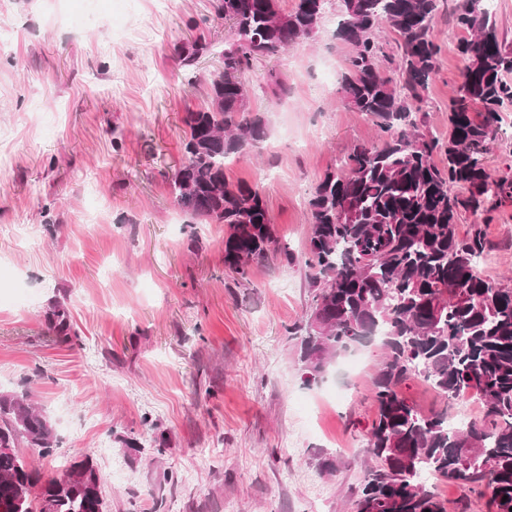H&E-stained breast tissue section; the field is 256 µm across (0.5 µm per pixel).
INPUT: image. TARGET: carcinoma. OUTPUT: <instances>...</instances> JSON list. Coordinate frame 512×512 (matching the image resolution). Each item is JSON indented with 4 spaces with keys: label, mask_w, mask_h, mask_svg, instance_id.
<instances>
[{
    "label": "carcinoma",
    "mask_w": 512,
    "mask_h": 512,
    "mask_svg": "<svg viewBox=\"0 0 512 512\" xmlns=\"http://www.w3.org/2000/svg\"><path fill=\"white\" fill-rule=\"evenodd\" d=\"M336 34L354 51L339 93L383 134L379 145L354 147L344 169L320 179L308 201L312 222L304 264L312 271V303L320 331L301 328L299 369L310 385L336 358L377 339L384 348L371 380L375 416L366 432L376 460L355 512H448L422 474L456 481L478 493L486 512H512V284L478 270L486 255L482 229L464 237V212L512 201V177H495L484 162L512 106V50L500 39L486 0H456L461 82L450 100L448 141L421 131L417 113L439 69L434 35L440 0H340ZM325 0H214L216 16L235 39L210 73L208 107L188 112L183 159L172 183L175 202L193 219L222 224L224 267L246 276L274 242L266 202L256 186L231 184L224 166L266 139L265 116L246 115L242 75L258 56H276L316 27ZM389 27L401 50L395 68L379 32ZM444 157L443 165L435 156ZM56 343L78 331L60 304L46 316ZM429 385L443 405L425 411L408 384ZM469 387L482 420L452 430L448 408ZM21 442L51 455L53 425L29 391L0 393V512H104L101 477L90 458L56 476L17 451Z\"/></svg>",
    "instance_id": "cac0c4a2"
}]
</instances>
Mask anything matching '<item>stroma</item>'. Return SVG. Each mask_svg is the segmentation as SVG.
Returning <instances> with one entry per match:
<instances>
[{"label":"stroma","mask_w":512,"mask_h":512,"mask_svg":"<svg viewBox=\"0 0 512 512\" xmlns=\"http://www.w3.org/2000/svg\"><path fill=\"white\" fill-rule=\"evenodd\" d=\"M212 4L0 0V127L12 132L0 142V391H30L55 429L53 456L19 453L48 475L92 458L108 512H352L375 464L365 427L384 350L362 349L358 375L338 363L309 385L294 329L311 312L310 195L382 138L339 99L352 48L328 0L310 39L243 76L269 136L225 175L259 187L279 249L247 278L225 270L223 225L194 223L171 192L182 118L208 106L233 41ZM453 12L443 0L424 94L422 129L440 139L461 81ZM198 37L210 54L182 66L179 47ZM474 224L492 256L481 274L512 277V202L464 213L458 230ZM57 300L79 333L69 344L45 325Z\"/></svg>","instance_id":"stroma-1"}]
</instances>
